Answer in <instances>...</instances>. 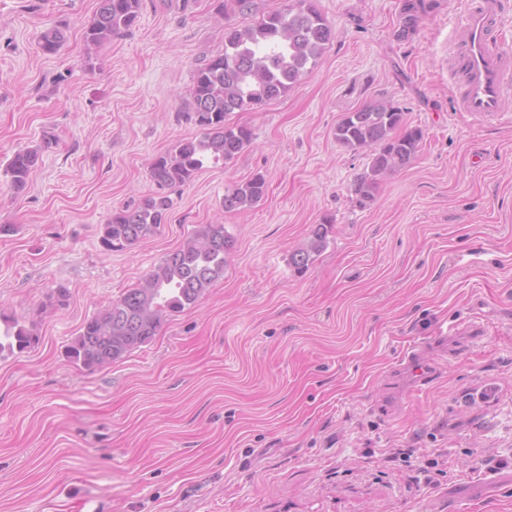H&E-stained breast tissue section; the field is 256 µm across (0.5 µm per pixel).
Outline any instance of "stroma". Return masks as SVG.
Listing matches in <instances>:
<instances>
[{
    "label": "stroma",
    "mask_w": 512,
    "mask_h": 512,
    "mask_svg": "<svg viewBox=\"0 0 512 512\" xmlns=\"http://www.w3.org/2000/svg\"><path fill=\"white\" fill-rule=\"evenodd\" d=\"M410 2L316 0L335 33L319 65L228 115L251 145L171 188L155 235L106 252L112 211L157 192L153 158L200 134L195 68L288 0L222 14L142 0L93 47L97 0H0V225L15 228L0 235V314L39 338L0 353V512H512V97L493 122L456 111L465 0H424L409 28ZM54 24L67 41L47 55ZM376 101L424 140L362 207L351 186L369 156L333 133ZM47 132L57 147L14 193L8 161ZM257 173L262 201L225 211ZM326 215V248L295 274L289 255ZM202 224L235 239L223 278L124 359L74 364L84 321ZM414 347L419 386L402 368ZM489 387L497 402L479 401ZM443 451L427 483L419 460Z\"/></svg>",
    "instance_id": "stroma-1"
}]
</instances>
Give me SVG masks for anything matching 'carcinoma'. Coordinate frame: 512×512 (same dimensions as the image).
<instances>
[{"label":"carcinoma","instance_id":"obj_1","mask_svg":"<svg viewBox=\"0 0 512 512\" xmlns=\"http://www.w3.org/2000/svg\"><path fill=\"white\" fill-rule=\"evenodd\" d=\"M140 7L141 0H98L85 41L97 46L129 30ZM333 38V26L314 0H291L288 8L228 32L224 52L203 61L193 75L192 120L202 130V137L183 141L155 157L150 166L153 182L161 189L183 184L209 161L232 160L251 144L253 133L245 125L226 123L227 115L256 110L294 88L318 65ZM63 44L64 34L58 27L41 34V50L47 55L58 53ZM334 137L347 150L371 152L369 172L357 178L352 188L356 202L364 206L375 198L381 176L406 167L416 156L423 131L407 125L400 107L379 102L346 113ZM56 144V137L46 133L39 145L13 155L6 174L14 191L25 189L32 168ZM267 189L265 176L256 173L224 193V210L252 206L264 198ZM170 205L168 196L157 193L134 208L113 211L100 228L102 248H130L156 234L166 222ZM333 224V218L325 216L311 225L305 243L290 254L289 263L296 274H304L314 256L326 247ZM233 248V237L224 225H200L143 283L88 318L68 347V357L93 370L148 344L167 318L195 307L206 290L224 276ZM37 342L38 337L17 321L6 323L0 333V351H23Z\"/></svg>","mask_w":512,"mask_h":512}]
</instances>
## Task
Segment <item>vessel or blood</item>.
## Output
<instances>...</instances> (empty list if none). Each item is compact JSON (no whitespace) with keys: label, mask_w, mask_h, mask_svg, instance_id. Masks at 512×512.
<instances>
[{"label":"vessel or blood","mask_w":512,"mask_h":512,"mask_svg":"<svg viewBox=\"0 0 512 512\" xmlns=\"http://www.w3.org/2000/svg\"><path fill=\"white\" fill-rule=\"evenodd\" d=\"M502 0H468L456 23L452 64L464 76L458 111L481 119L500 116L512 96V50L499 41Z\"/></svg>","instance_id":"obj_1"}]
</instances>
